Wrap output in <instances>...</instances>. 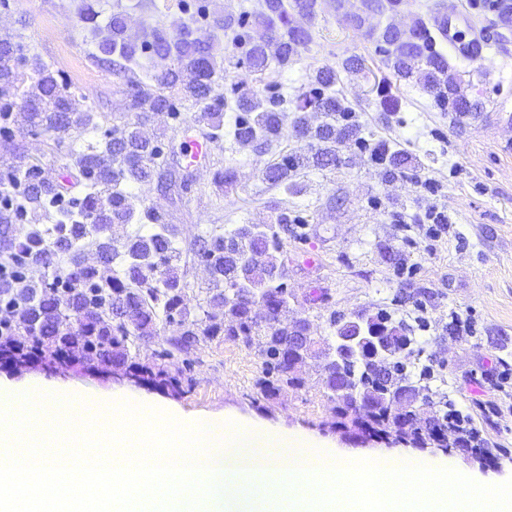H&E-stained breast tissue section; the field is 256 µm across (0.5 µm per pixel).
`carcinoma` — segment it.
Masks as SVG:
<instances>
[{
  "mask_svg": "<svg viewBox=\"0 0 512 512\" xmlns=\"http://www.w3.org/2000/svg\"><path fill=\"white\" fill-rule=\"evenodd\" d=\"M317 0H264L256 14L224 16V28L238 30L235 47L241 50L237 64L254 73L265 72L271 64L285 70L298 56L301 47L311 41L308 29L292 25L291 12L310 19L316 15ZM402 0H361V8L345 10V0H336V10L346 22L359 27L364 15L379 11L396 13ZM438 35L423 22L409 32L395 25L387 26L378 37V50L386 56L394 76L413 78L448 112H472L479 102L469 100L457 81L449 75L448 55L437 48ZM19 49L9 40H0V74L18 80L15 62ZM98 65L121 74L126 79L129 109L139 113L137 123L126 128H99L100 141L88 143L72 153L83 190L65 197L57 191L37 198L30 194V163L21 169L0 165V186L7 185L13 196L0 195V252L8 254L6 267H0V308L14 309L20 319L0 322V362L20 363L27 358L50 356L66 362L90 364L96 360L129 363L132 376L183 391V383L192 382L196 347L206 341L221 339L246 346L257 341L262 358L261 377L256 385L266 397L282 388L305 387L306 380L295 369L304 361L307 350L288 343L289 301L285 264L278 259L283 250L281 234L292 233L302 239L297 229L307 220L282 210L274 224L255 225L251 231L252 256L246 262L237 257L238 228L224 233L199 235L185 245L175 239L174 227L161 223L150 210L144 217L157 224L154 230L128 235L116 248L112 227L128 224L134 216V196L119 188L128 176L147 181L166 175L163 142L145 130L148 122L161 118L173 128H183L184 102L200 106L194 125L208 129L211 140L221 138L224 128L223 97L216 93L218 62L206 42L184 29L172 39L163 31L151 38L133 42L127 34V17L115 13L107 23V35L99 43ZM151 54L172 63L153 76L154 84L135 76L130 64ZM336 69L317 70L308 90L299 99L297 115L291 123L278 109L279 85L265 87L268 104L257 93L236 86L237 114L232 135L241 145L262 149L279 141L288 130L309 140L310 150L303 155L286 153L265 168L270 184L279 186L299 168L310 164L325 168L336 165V146L355 141L373 154L375 162L395 169L405 164L397 152L384 144L372 145L359 136V129L349 122L348 108L328 90L336 84ZM170 90L163 95L153 85ZM26 96L38 103L35 112H20V122L34 134L42 131H67L82 123L73 111L67 86L55 74L42 67L35 89ZM321 112L326 121L310 125L306 112ZM11 101L0 103V138L12 139ZM52 219L37 223V216ZM98 250L91 261L81 259L86 247ZM69 255L73 267L61 272L56 258ZM190 268L200 267L208 275L205 297L193 314L184 302L190 283L179 262ZM264 304L269 318L254 319L253 306ZM174 325L177 334L165 338L163 346L152 353L153 361L181 359L182 369L169 376L163 369L133 360L131 350L158 335L159 325ZM325 363L320 384L327 399L334 403L336 425H353L370 437L391 439L414 447L437 445L459 448L475 456L489 452L468 444L473 431L462 427V420L451 408L446 396H437L423 370L416 381H409L412 400H427L438 410L425 420L414 417L411 406L392 407L380 389L370 385L368 364L360 355L336 373L339 346L327 339L317 341ZM361 397L364 407L354 408L352 395ZM439 400H433V397Z\"/></svg>",
  "mask_w": 512,
  "mask_h": 512,
  "instance_id": "carcinoma-1",
  "label": "carcinoma"
}]
</instances>
